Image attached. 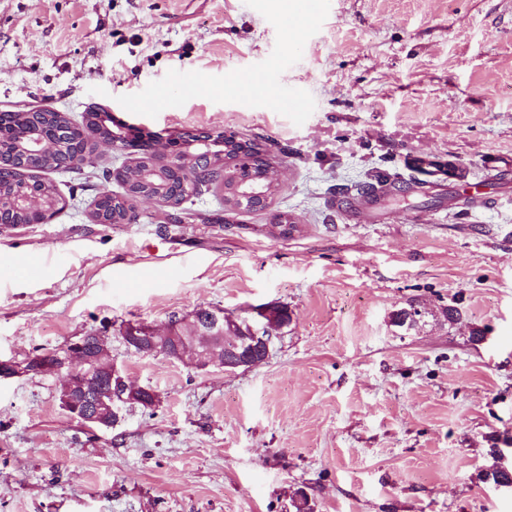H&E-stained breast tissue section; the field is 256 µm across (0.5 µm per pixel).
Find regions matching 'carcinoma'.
I'll return each mask as SVG.
<instances>
[{
    "instance_id": "obj_1",
    "label": "carcinoma",
    "mask_w": 512,
    "mask_h": 512,
    "mask_svg": "<svg viewBox=\"0 0 512 512\" xmlns=\"http://www.w3.org/2000/svg\"><path fill=\"white\" fill-rule=\"evenodd\" d=\"M48 130L47 140L41 153L36 157H27L18 151L16 142L19 137L30 130L35 124ZM115 129L104 125L100 120V112L90 110L83 116L79 125L73 123L65 112L46 110L44 112H0V170L4 176L0 178V224H23L26 218L14 207L16 193L28 186L39 190L46 207L57 213L64 208L62 197L56 186L40 178V173L47 170L69 171L91 163V139H110ZM121 145L140 154L138 161L115 176L124 186V192L115 195L110 191H102L95 200L93 218L104 220L107 224H131L137 220L135 193L150 189L161 194L176 205L187 201L186 188L190 185H201L209 189L207 182L200 178L208 162L198 156L183 155L179 163L174 165L168 159L164 149L158 148L160 140L157 136H149V141L139 143L135 136L123 137ZM224 161V205L234 209L236 184L246 178H257L262 185H270L265 179L268 164L262 158L260 145L241 144L233 139L224 140V155L215 154L211 162ZM150 167L154 175L150 184L140 181L143 169ZM396 185L386 176L378 175L372 182L356 185V193L362 199H377L379 194ZM484 483L511 484L512 468L495 465L478 474Z\"/></svg>"
}]
</instances>
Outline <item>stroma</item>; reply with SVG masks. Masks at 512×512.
<instances>
[{
  "label": "stroma",
  "mask_w": 512,
  "mask_h": 512,
  "mask_svg": "<svg viewBox=\"0 0 512 512\" xmlns=\"http://www.w3.org/2000/svg\"><path fill=\"white\" fill-rule=\"evenodd\" d=\"M254 71L270 95L239 87ZM94 106L265 143L282 189L260 211H226L217 188L182 223L155 202L98 224L99 191H122L103 171L135 155L97 144L94 170L52 173L60 214L0 231V358L97 332L160 396L96 429L62 409L58 378L0 380V512H295L301 493L311 512H512V490L477 478L492 449L512 466V0H322L298 29L280 0H0V112L78 123ZM380 172L404 191L367 221L342 188ZM278 210L299 232L278 235ZM267 303L291 322L245 371L121 337ZM411 303L420 322L395 326Z\"/></svg>",
  "instance_id": "obj_1"
}]
</instances>
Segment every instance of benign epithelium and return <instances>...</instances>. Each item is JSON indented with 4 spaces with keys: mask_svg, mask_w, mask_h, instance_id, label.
I'll use <instances>...</instances> for the list:
<instances>
[{
    "mask_svg": "<svg viewBox=\"0 0 512 512\" xmlns=\"http://www.w3.org/2000/svg\"><path fill=\"white\" fill-rule=\"evenodd\" d=\"M45 133L31 129L21 145L29 153L38 152ZM18 210L26 213H46L42 199L34 188L15 200ZM273 304L253 309L252 318L237 325V335L228 336L227 321L220 309H209V327L198 323V312L179 319V322L159 330L148 323H128L122 330L125 343L142 355L164 356L194 370L221 366L224 371L247 370L268 359L273 346V332L268 327ZM106 341L97 333L88 334L51 354H32L21 361L0 359V379L35 373L61 376V407L72 417L90 427L110 428L127 404L151 407L159 395L150 389L132 387L122 371L112 362H104Z\"/></svg>",
    "mask_w": 512,
    "mask_h": 512,
    "instance_id": "7a95c632",
    "label": "benign epithelium"
}]
</instances>
